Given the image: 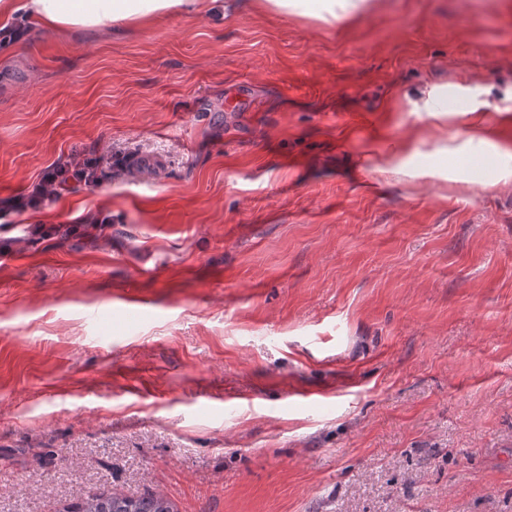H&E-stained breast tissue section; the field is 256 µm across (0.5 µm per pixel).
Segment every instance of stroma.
Masks as SVG:
<instances>
[{"instance_id":"stroma-1","label":"stroma","mask_w":512,"mask_h":512,"mask_svg":"<svg viewBox=\"0 0 512 512\" xmlns=\"http://www.w3.org/2000/svg\"><path fill=\"white\" fill-rule=\"evenodd\" d=\"M459 85L512 142V0L1 45L0 203L57 161L106 176L4 218L0 512H512V185L489 151L449 179ZM64 512H175L172 503L160 494L130 497L105 491L88 492Z\"/></svg>"}]
</instances>
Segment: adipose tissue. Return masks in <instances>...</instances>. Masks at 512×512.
Masks as SVG:
<instances>
[{
	"instance_id": "obj_1",
	"label": "adipose tissue",
	"mask_w": 512,
	"mask_h": 512,
	"mask_svg": "<svg viewBox=\"0 0 512 512\" xmlns=\"http://www.w3.org/2000/svg\"><path fill=\"white\" fill-rule=\"evenodd\" d=\"M219 0H0V31L38 25L59 32L67 28L104 29L143 25L172 14H206ZM494 148L497 183H512V145L492 143L482 114L472 116L459 145L453 148L455 164L449 178L458 180L467 169L469 155Z\"/></svg>"
}]
</instances>
